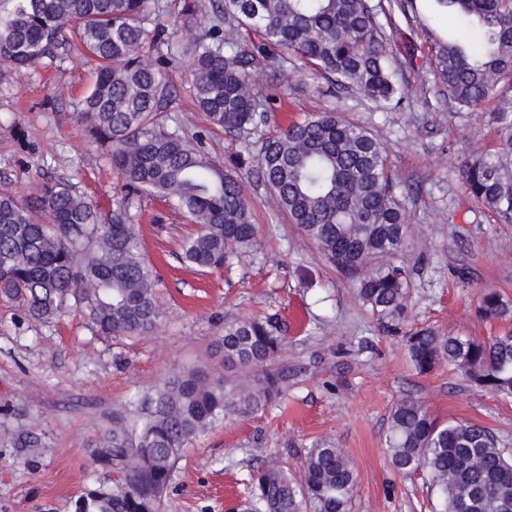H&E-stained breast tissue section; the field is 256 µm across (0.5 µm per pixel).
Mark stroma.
<instances>
[{"instance_id": "stroma-1", "label": "stroma", "mask_w": 512, "mask_h": 512, "mask_svg": "<svg viewBox=\"0 0 512 512\" xmlns=\"http://www.w3.org/2000/svg\"><path fill=\"white\" fill-rule=\"evenodd\" d=\"M170 2L159 0L149 25L189 45L207 28L213 0H198L190 28L175 20ZM456 25L444 17L425 27L402 22L393 31L394 57L410 45L419 51L415 68L396 72L414 111L384 112L355 94L318 98L317 76L296 63L269 127L331 106L381 139L397 181L411 189L404 201L405 257L426 259L410 288L408 323L482 341L497 328L476 315L481 291L512 297V224L476 208L459 177L469 153L496 147V102L449 109L448 93L423 55L428 31ZM94 76V65L74 52L58 66L0 75V189L28 196L41 182L62 181L111 211L121 181L76 117ZM168 77L176 90L171 125L203 133L210 156L228 161L238 144L210 132L195 107L188 58L171 66ZM247 193L257 243L214 272L180 259L193 224L163 201L142 200L136 231L160 276L164 312L147 335L99 336L76 311L38 321L0 302V512H74L87 489L112 487L114 472L93 467L91 451L113 418L131 417L132 402L170 373L221 371L216 342L225 324L248 317L277 318L284 345L276 364L287 375L286 392L273 406L227 415L187 448L164 512H248L258 468L277 461L300 474L307 450L323 440L356 470L350 512H431L436 492L427 474L398 475L385 451L392 408L409 396L439 421H477L512 444V401L471 387L445 365L417 374L400 338L380 331L352 283L277 212L264 186L248 179ZM459 267L468 268V283L454 277ZM30 437L37 445L25 446Z\"/></svg>"}]
</instances>
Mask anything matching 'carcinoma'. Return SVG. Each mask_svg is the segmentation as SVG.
I'll use <instances>...</instances> for the list:
<instances>
[{"mask_svg":"<svg viewBox=\"0 0 512 512\" xmlns=\"http://www.w3.org/2000/svg\"><path fill=\"white\" fill-rule=\"evenodd\" d=\"M149 0H9L0 14V72L59 58L74 35L96 65L77 115L123 180L112 213L64 182H46L34 197L0 192V300L48 320L67 308L85 315L102 336H141L160 322L159 276L135 229L141 197L159 198L196 225L182 261L220 270L256 243L257 228L241 170L256 177L289 223L350 280L380 329L403 334L420 374L442 363L471 386L512 399V300L495 289L477 307L486 322L506 325L483 341L406 329L409 288L418 266L404 258L410 226L405 188L391 173L380 139L336 113L316 112L265 133L273 95L254 91L252 72L264 61L282 71L288 57L318 75L322 97L355 92L387 112L409 100L395 80L385 25L421 21V0H216L204 36L183 49L149 30ZM434 14L456 13L476 26V43L430 33L429 62L458 111L499 99L497 148L468 155L460 167L464 194L512 223V100L502 81L512 74V0H428ZM385 22H380L378 16ZM161 43L167 57L145 61ZM192 56V95L210 123L242 144L229 164L210 159L202 137L168 124L173 87L166 58ZM282 346L270 319L224 325L217 341L224 364L261 369L250 387L189 370L167 377L133 404L97 441L94 460L121 475L76 501V512H160L185 448L242 408H263L282 395L284 374L270 368ZM392 469L427 470L439 512H484V499L512 512V448L490 428L468 420L446 424L407 397L390 414L385 440ZM296 482L278 463L253 479L257 512H348L354 469L335 445L318 442Z\"/></svg>","mask_w":512,"mask_h":512,"instance_id":"carcinoma-1","label":"carcinoma"}]
</instances>
